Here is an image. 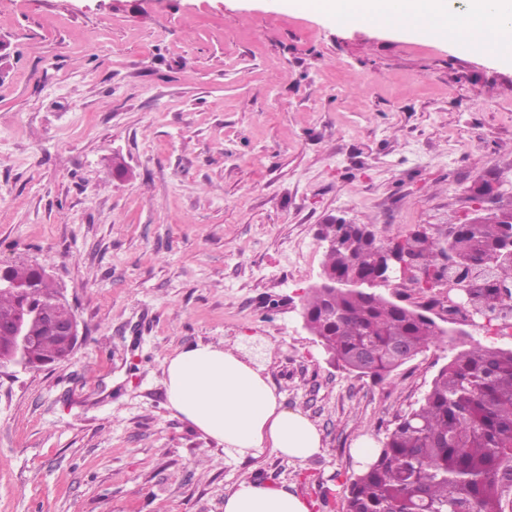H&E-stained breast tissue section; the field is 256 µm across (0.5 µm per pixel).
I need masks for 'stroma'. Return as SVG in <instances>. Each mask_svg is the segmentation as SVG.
Wrapping results in <instances>:
<instances>
[{"instance_id":"obj_1","label":"stroma","mask_w":512,"mask_h":512,"mask_svg":"<svg viewBox=\"0 0 512 512\" xmlns=\"http://www.w3.org/2000/svg\"><path fill=\"white\" fill-rule=\"evenodd\" d=\"M512 196V63L288 0H0V268H47L69 359L0 368V512H224L241 477L342 512L352 446L417 407L462 340L376 381L303 326L321 224L389 239ZM439 326L512 347L494 327ZM239 350L324 449L233 461L167 407L164 361Z\"/></svg>"}]
</instances>
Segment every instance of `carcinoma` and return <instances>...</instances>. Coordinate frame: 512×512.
<instances>
[{
  "label": "carcinoma",
  "mask_w": 512,
  "mask_h": 512,
  "mask_svg": "<svg viewBox=\"0 0 512 512\" xmlns=\"http://www.w3.org/2000/svg\"><path fill=\"white\" fill-rule=\"evenodd\" d=\"M512 199L479 206L466 224L448 225V241L417 229L384 242L360 240V224H324L334 241L323 267L341 272L336 287L312 288L303 301L311 333L330 360L383 381L429 349L447 343L446 332L424 311L399 304L354 281L372 273L376 256L399 243L413 260L404 283L423 291L448 287V313L471 321L512 316ZM494 269L493 285L477 282L460 298L448 268ZM9 278L38 289L36 306L51 305L54 284L36 266L9 268ZM24 310L23 296L0 286V325ZM31 354L46 366L59 347L42 324L28 323ZM344 512H512V348L473 344L440 368L419 407L386 429L372 460L346 481Z\"/></svg>",
  "instance_id": "obj_1"
}]
</instances>
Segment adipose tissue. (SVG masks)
Here are the masks:
<instances>
[{"label":"adipose tissue","instance_id":"adipose-tissue-1","mask_svg":"<svg viewBox=\"0 0 512 512\" xmlns=\"http://www.w3.org/2000/svg\"><path fill=\"white\" fill-rule=\"evenodd\" d=\"M294 7L361 26L410 34L431 31L455 45L480 36L485 50L512 59V0H294ZM169 409L232 458L272 451L302 464L323 451L317 426L288 408L261 369L239 353L189 344L164 362ZM291 490L241 478L224 499V512H310Z\"/></svg>","mask_w":512,"mask_h":512}]
</instances>
